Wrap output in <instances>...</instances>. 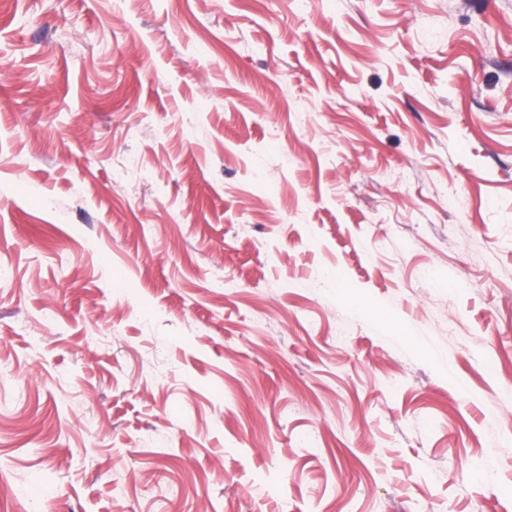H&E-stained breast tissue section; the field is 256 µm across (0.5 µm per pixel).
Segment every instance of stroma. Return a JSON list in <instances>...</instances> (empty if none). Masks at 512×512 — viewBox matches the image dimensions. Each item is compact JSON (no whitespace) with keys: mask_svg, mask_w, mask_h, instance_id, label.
<instances>
[{"mask_svg":"<svg viewBox=\"0 0 512 512\" xmlns=\"http://www.w3.org/2000/svg\"><path fill=\"white\" fill-rule=\"evenodd\" d=\"M0 512H512V0H0Z\"/></svg>","mask_w":512,"mask_h":512,"instance_id":"stroma-1","label":"stroma"}]
</instances>
